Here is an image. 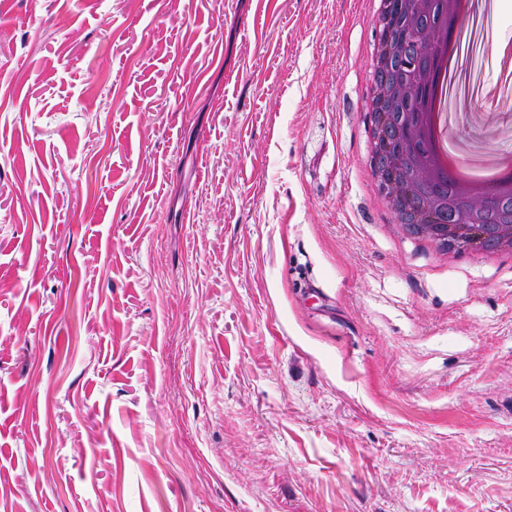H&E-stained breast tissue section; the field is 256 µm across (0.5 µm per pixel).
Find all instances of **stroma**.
I'll list each match as a JSON object with an SVG mask.
<instances>
[{
    "instance_id": "35a3bbf8",
    "label": "stroma",
    "mask_w": 512,
    "mask_h": 512,
    "mask_svg": "<svg viewBox=\"0 0 512 512\" xmlns=\"http://www.w3.org/2000/svg\"><path fill=\"white\" fill-rule=\"evenodd\" d=\"M0 9V512H512V250L385 207L374 0ZM464 38L512 152V9Z\"/></svg>"
}]
</instances>
